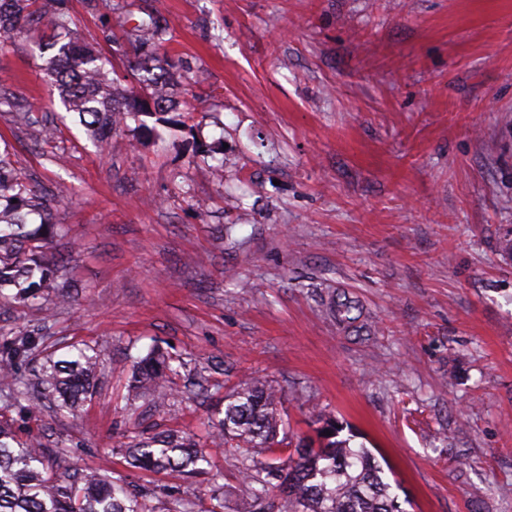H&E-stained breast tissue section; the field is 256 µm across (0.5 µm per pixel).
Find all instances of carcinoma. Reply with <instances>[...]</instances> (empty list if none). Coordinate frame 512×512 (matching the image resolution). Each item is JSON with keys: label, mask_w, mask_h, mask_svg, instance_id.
I'll list each match as a JSON object with an SVG mask.
<instances>
[{"label": "carcinoma", "mask_w": 512, "mask_h": 512, "mask_svg": "<svg viewBox=\"0 0 512 512\" xmlns=\"http://www.w3.org/2000/svg\"><path fill=\"white\" fill-rule=\"evenodd\" d=\"M113 27L129 45L148 53L136 62L130 83L120 89L111 77V61L73 36L67 0H0V35L41 34L67 39L44 62L61 105L79 115L93 144L103 149L109 134L130 117L160 116L188 106L174 95L176 65L163 53L165 29L156 19H134L121 6L105 2ZM67 196L43 194L18 175L8 154L0 153V297L13 288V299L37 305L46 313L73 302L61 280L67 267L47 252L54 202ZM359 306L336 296L329 312L344 325L358 319ZM39 340L29 332L12 334L0 356V397L21 402L47 399L60 413L76 414L92 396L101 351L76 347L67 360L44 357L32 391L22 366L39 355ZM186 362L153 349L135 362L131 400H144L156 410L174 412L179 393L173 378ZM280 391L264 378H252L224 394V408L212 417V437L224 444V456L236 461L248 490L249 512H403L384 469L372 452L336 439V426L318 432L319 442L301 440L282 447ZM331 435L326 436L324 432ZM68 446L45 448L21 443L8 422L0 420V512H197L196 504L169 495L156 506L147 489L133 491L120 478L95 470L50 476L48 458L70 455ZM118 453L141 471L182 476L207 474L216 481L210 455L183 432L141 434Z\"/></svg>", "instance_id": "carcinoma-1"}]
</instances>
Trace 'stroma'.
Returning a JSON list of instances; mask_svg holds the SVG:
<instances>
[{
    "instance_id": "obj_1",
    "label": "stroma",
    "mask_w": 512,
    "mask_h": 512,
    "mask_svg": "<svg viewBox=\"0 0 512 512\" xmlns=\"http://www.w3.org/2000/svg\"><path fill=\"white\" fill-rule=\"evenodd\" d=\"M170 26L192 112L128 119L103 150L46 82L36 36L0 40V150L38 188L72 186L50 245L78 287L0 326L56 358L101 348L91 401L0 405L19 439L82 469L195 500L206 483L126 466L140 430L206 439L249 376L282 393L290 439L334 421L390 464L406 512H512V0H132ZM77 36L123 79L112 22L68 0ZM224 166L209 167L207 150ZM345 292L359 328L326 312ZM192 359L176 413L135 409L132 366Z\"/></svg>"
}]
</instances>
